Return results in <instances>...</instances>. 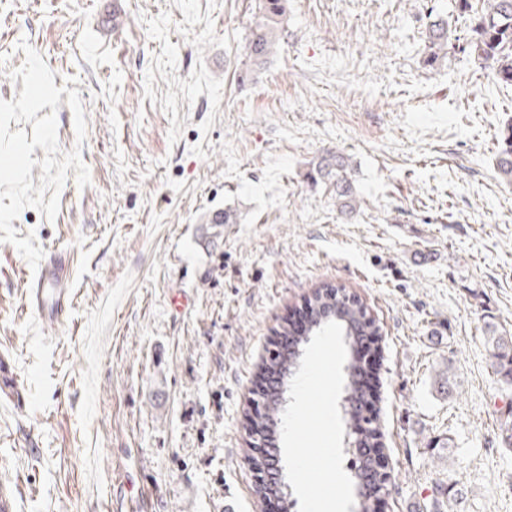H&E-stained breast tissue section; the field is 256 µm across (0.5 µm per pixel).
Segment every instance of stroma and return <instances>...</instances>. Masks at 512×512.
<instances>
[{"mask_svg":"<svg viewBox=\"0 0 512 512\" xmlns=\"http://www.w3.org/2000/svg\"><path fill=\"white\" fill-rule=\"evenodd\" d=\"M255 0H0V101L38 51L74 79L88 125L56 113L67 178L55 219L13 226L70 255L68 316L28 308L37 277L0 243V486L15 512H260L246 416L269 342L330 284L380 328L376 408L386 512H512V389L486 324L512 335V181L498 172L512 88L460 54L424 64L430 8L452 0H288L281 46L240 86ZM119 9L122 27L102 26ZM342 154L358 206L310 174ZM233 224H214L218 208ZM333 337L325 326L299 373ZM449 371L450 392L435 377ZM305 398L300 440L336 451L324 487L354 508L340 416ZM451 439L436 456L428 437Z\"/></svg>","mask_w":512,"mask_h":512,"instance_id":"1","label":"stroma"}]
</instances>
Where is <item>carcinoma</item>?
I'll list each match as a JSON object with an SVG mask.
<instances>
[{"label":"carcinoma","mask_w":512,"mask_h":512,"mask_svg":"<svg viewBox=\"0 0 512 512\" xmlns=\"http://www.w3.org/2000/svg\"><path fill=\"white\" fill-rule=\"evenodd\" d=\"M455 9L465 17V28L459 35H453L448 20L436 13L430 21L427 41L424 47V61L430 66L438 65L450 53L468 57L484 71L491 83L512 87V0H482L479 8L471 0H454ZM287 15V0H258V12L253 15L249 34L244 44V55L249 71L263 69L277 50ZM349 164L344 157L323 158L316 165L314 178L328 180L336 185V199L343 211L356 208L353 182L349 177ZM497 170L504 178L512 180V125L506 127L497 156ZM312 304L315 310L332 312V319L343 332L349 348L360 342L363 336H377L379 330L362 310L356 300L341 288H318ZM485 345L492 360V366L500 381L512 385V336L498 331L492 324L485 328ZM292 370L286 354H272L264 372L273 375L272 387L257 393L256 402L264 407V415L251 418L248 422L251 440L255 445L265 446L276 433L277 415L281 402L275 390L280 381ZM348 383L340 400V408L346 421V429L357 435L354 454L358 465L353 478L359 486L381 483L383 467L380 458L370 451L378 432L376 416L364 410L366 393L359 383V374L347 366Z\"/></svg>","instance_id":"carcinoma-1"}]
</instances>
